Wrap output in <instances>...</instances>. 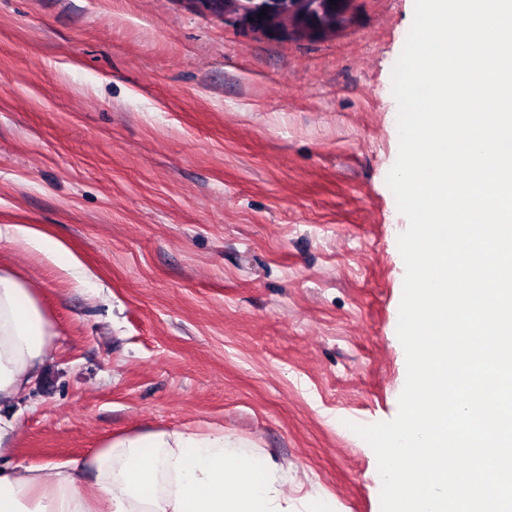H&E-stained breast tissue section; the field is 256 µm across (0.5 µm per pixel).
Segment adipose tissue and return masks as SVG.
Returning a JSON list of instances; mask_svg holds the SVG:
<instances>
[{
  "label": "adipose tissue",
  "mask_w": 512,
  "mask_h": 512,
  "mask_svg": "<svg viewBox=\"0 0 512 512\" xmlns=\"http://www.w3.org/2000/svg\"><path fill=\"white\" fill-rule=\"evenodd\" d=\"M7 232L78 272L61 241L28 224ZM56 337L36 289L0 268V512H288L286 474L220 429L132 430L85 457L45 466L17 460L18 407Z\"/></svg>",
  "instance_id": "adipose-tissue-1"
}]
</instances>
